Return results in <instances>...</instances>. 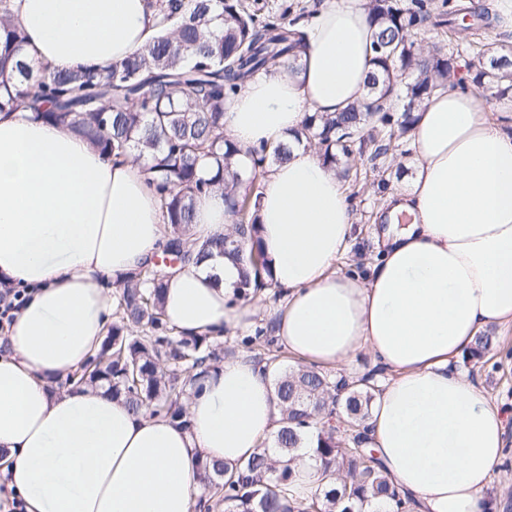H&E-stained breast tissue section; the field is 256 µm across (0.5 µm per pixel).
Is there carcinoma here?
<instances>
[{
  "instance_id": "cac0c4a2",
  "label": "carcinoma",
  "mask_w": 512,
  "mask_h": 512,
  "mask_svg": "<svg viewBox=\"0 0 512 512\" xmlns=\"http://www.w3.org/2000/svg\"><path fill=\"white\" fill-rule=\"evenodd\" d=\"M153 6L159 34L142 51L106 68L60 73L36 72L19 59L25 34L11 20L9 0H0V112L23 109L115 158L148 154L150 185L165 217L163 251L175 254L181 267L215 254L229 257L240 270L237 295L254 297L276 287L257 238V173L285 159L289 148H244L225 138V104L275 61L292 65L305 33L298 18L260 16L244 0H153ZM369 21L378 74L367 93L340 112L307 115L296 132L344 181L350 167L338 169L341 159L357 155L375 164L393 139L408 135L414 112L434 94L470 85L493 97L512 91V47L487 41L495 17L470 0H369ZM426 27L448 28V42L460 51L441 42L420 47L416 36ZM463 51L476 59L467 78L458 76ZM202 163L209 164L208 178L198 175ZM218 190L232 233L191 238L197 200ZM172 273L151 258L115 279L112 325L95 358L69 374L68 382L98 385L135 414L168 417L187 428L183 400L203 389L225 355L210 337L184 334L166 320L163 295ZM273 333L274 325L260 326L244 344L266 349L276 343ZM495 342L489 333L478 336L463 356L464 367L487 363ZM374 374L349 381L305 366L279 373L281 418L272 446H262L230 477L224 465L199 461L198 512H336L338 504L341 512H376L381 499L401 501L362 435ZM312 429L314 457L331 483L301 499L291 461Z\"/></svg>"
}]
</instances>
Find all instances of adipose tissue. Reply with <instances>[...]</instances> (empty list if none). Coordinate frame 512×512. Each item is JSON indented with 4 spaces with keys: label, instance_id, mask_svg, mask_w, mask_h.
Listing matches in <instances>:
<instances>
[{
    "label": "adipose tissue",
    "instance_id": "1",
    "mask_svg": "<svg viewBox=\"0 0 512 512\" xmlns=\"http://www.w3.org/2000/svg\"><path fill=\"white\" fill-rule=\"evenodd\" d=\"M151 0H11L34 68H102L155 35ZM369 0H324L295 68L256 74L226 105L224 134L242 146L289 143L261 178L259 235L285 304L275 336L315 368L358 353L386 374L366 421L369 447L407 512H499L489 490L505 457V412L461 368L476 336L512 325V96L487 112L475 92L434 94L410 132L416 170L379 208V256L367 272L337 261L355 238L334 171L290 144L306 114L363 98L373 71ZM147 158H112L22 111L0 113V282L28 298L0 354V471L27 512H194L198 461L234 466L280 418L271 372L240 354L187 403L189 427L136 414L104 389L51 390L99 350L112 314L105 283L163 241ZM230 223L215 192L191 231ZM239 270L219 256L165 288L167 321L191 335L253 325L234 300ZM307 433L292 467L298 491L321 485Z\"/></svg>",
    "mask_w": 512,
    "mask_h": 512
}]
</instances>
